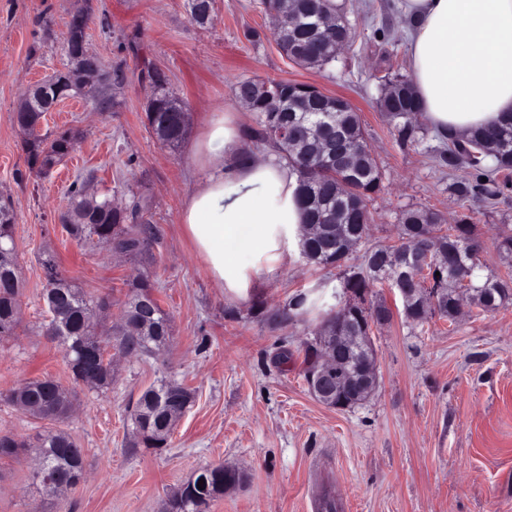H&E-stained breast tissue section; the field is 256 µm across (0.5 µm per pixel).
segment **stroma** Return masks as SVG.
<instances>
[{
	"instance_id": "obj_1",
	"label": "stroma",
	"mask_w": 512,
	"mask_h": 512,
	"mask_svg": "<svg viewBox=\"0 0 512 512\" xmlns=\"http://www.w3.org/2000/svg\"><path fill=\"white\" fill-rule=\"evenodd\" d=\"M343 2L353 44L317 70L283 56L261 0H214L204 27L191 20L186 0H0V196L16 214L23 281L18 336L0 344V430L29 439L47 426L7 401L22 383H72L62 351L41 331L44 255L85 292L111 294L116 304L127 280L147 274L173 326L165 353L121 360L106 391L79 390L61 424L85 453L86 478L76 490L62 499L32 492L31 460L2 459L0 512H160L199 469L218 463L240 469L243 481L208 512H321L326 496L339 512H512V304L412 325L400 298L384 290L393 317L372 330L378 387L362 404L337 410L309 393L302 373L300 350L313 341L322 310L281 317L300 291L335 292V270L296 256L249 298L231 299L180 222L197 180L190 143L204 116L232 109L252 125L253 113L235 96L238 81L303 82L345 97L361 116L384 185L370 205L369 245L390 243L407 208L449 218L468 211L484 241L480 273L512 277L495 247L499 234L512 233V170L499 196L464 197L455 184L474 179L442 165L441 139L425 128L418 142L402 145L379 108L377 68L408 75L406 21L392 0ZM79 7L90 14L89 52L123 69L126 81L112 111L76 96L46 113L41 131L74 128L83 137L38 178L27 172L14 109L28 87L68 65L65 23ZM383 27L388 37H379ZM150 67L167 74L192 113L189 141L176 151L145 125L150 88L141 73ZM85 179L118 207L138 208L139 222L156 231L152 260H118L62 232L69 188ZM163 377L187 387L192 403L166 447H132L130 410Z\"/></svg>"
}]
</instances>
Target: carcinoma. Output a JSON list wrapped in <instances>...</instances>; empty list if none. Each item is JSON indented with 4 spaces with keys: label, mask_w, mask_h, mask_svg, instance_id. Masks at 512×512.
Wrapping results in <instances>:
<instances>
[{
    "label": "carcinoma",
    "mask_w": 512,
    "mask_h": 512,
    "mask_svg": "<svg viewBox=\"0 0 512 512\" xmlns=\"http://www.w3.org/2000/svg\"><path fill=\"white\" fill-rule=\"evenodd\" d=\"M190 16L204 26L212 21V0H188ZM292 29L277 43L283 54L288 44L295 45L296 53L290 60L301 66L323 68L335 61L324 53L322 44L330 34L348 44L351 28L345 7H330L327 0H294ZM67 54L80 56L88 64L99 58L90 54L85 44L83 21L71 23V36L66 39ZM151 88L145 109L148 129L157 140L176 149L185 141L188 128L182 124L181 111L186 103L168 89L166 74L149 68L141 74ZM396 88L394 103L380 99V107L395 124L400 143L418 141L421 127L416 114L418 102L410 80L403 75L386 80ZM238 97H250L248 109L255 113V125L248 130L252 141L273 146L282 151L298 176L305 221L302 224L300 254L307 262L338 270L339 287L348 297L336 310H330L321 331L323 336H368L370 321L378 315L385 321L392 318V310L383 300H367L370 290L378 286L397 288L438 289L437 305H423L419 301L404 303L406 319L420 324L438 315L454 319L461 296L468 295L471 303L483 312H495L512 304V279L490 273L477 276L478 257L483 240L473 218L467 213L456 223L447 224L441 215L427 207L409 208L401 212L398 224V243L376 245L365 249L361 263L349 264L369 235L370 213L368 203L381 190L382 171L372 157L353 176L347 177L333 165H327L320 150L308 142L297 149L284 151L276 132L284 125L295 128L298 138L312 125H325L339 134L354 149L365 150L368 144L358 113L351 112L336 102L332 95L325 97L321 112H290L284 107L288 86L271 78H253L238 82ZM56 101L54 84L44 85L27 102L18 120L34 123ZM79 132L62 129L51 134H35L25 142L30 170L38 175L49 174L75 149ZM440 160L450 169L465 166L475 174L476 184L460 185L457 192L466 195L470 189L494 195L498 185L493 175L512 169V114L500 124L476 131L453 142L440 152ZM86 182L73 184L71 202L63 217V229L69 238L81 242L95 234L99 240L124 256L143 258L151 254L155 239L153 227L136 224V213L124 214L112 207L108 196L87 198ZM0 342L17 335L22 283L18 271V256L14 240V213L9 204H0ZM47 270L46 298L52 304L51 320L46 335L61 348L68 367L74 371L75 384L90 390L103 391L112 384V359L106 352L113 349L123 353L133 340L137 354L149 355L158 351V340L170 339L172 326L169 315L155 295L149 279L137 277L129 283V294L123 302L122 317H146L154 327L139 336L125 335L122 326L112 325L98 332L99 343L84 338L83 330L95 327L97 312L105 296H91L72 279L57 271L53 258L44 260ZM321 344L305 350L304 377L316 371ZM76 392L60 383L44 378L26 382L14 390L10 400L20 404L47 405L52 411L32 413V416L61 422L73 406ZM191 394L180 388L176 394L161 381L145 390L136 402L131 420L138 442L147 448H163L166 442L158 440L153 426L172 404L187 406ZM27 448H39L45 460V477L77 486L83 479V450L60 429H46L35 440L23 443L7 432L0 431V459H14ZM205 483L198 484L199 480ZM236 476L224 473V464H212L201 469L188 481L181 498L175 502L176 512H207L209 505L224 493V481Z\"/></svg>",
    "instance_id": "1"
}]
</instances>
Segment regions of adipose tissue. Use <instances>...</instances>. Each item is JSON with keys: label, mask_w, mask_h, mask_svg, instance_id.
I'll return each instance as SVG.
<instances>
[{"label": "adipose tissue", "mask_w": 512, "mask_h": 512, "mask_svg": "<svg viewBox=\"0 0 512 512\" xmlns=\"http://www.w3.org/2000/svg\"><path fill=\"white\" fill-rule=\"evenodd\" d=\"M420 121L444 139L512 112V0H399ZM235 113L216 112L193 145L200 177L181 222L226 296L245 299L298 251L297 176L267 149L246 157Z\"/></svg>", "instance_id": "obj_1"}]
</instances>
